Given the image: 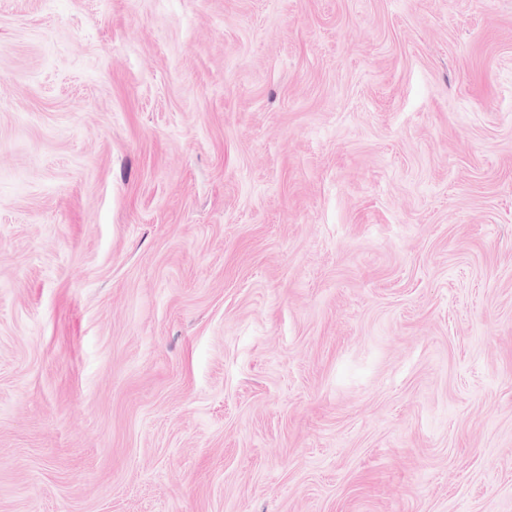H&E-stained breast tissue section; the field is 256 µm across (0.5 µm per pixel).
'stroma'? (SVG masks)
<instances>
[{"label": "stroma", "mask_w": 512, "mask_h": 512, "mask_svg": "<svg viewBox=\"0 0 512 512\" xmlns=\"http://www.w3.org/2000/svg\"><path fill=\"white\" fill-rule=\"evenodd\" d=\"M0 512H512V0H0Z\"/></svg>", "instance_id": "obj_1"}]
</instances>
